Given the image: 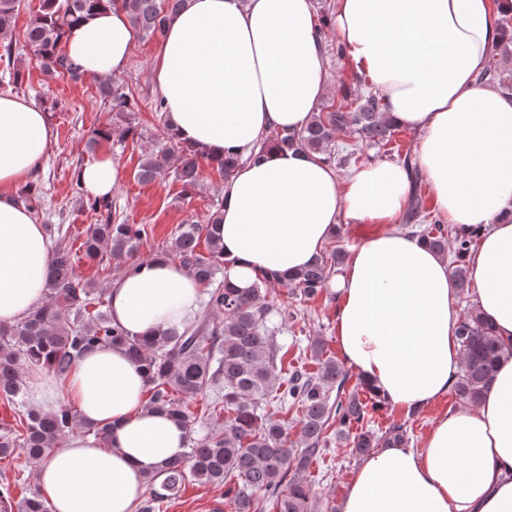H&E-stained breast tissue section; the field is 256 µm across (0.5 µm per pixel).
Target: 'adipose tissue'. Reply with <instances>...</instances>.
I'll use <instances>...</instances> for the list:
<instances>
[{
    "mask_svg": "<svg viewBox=\"0 0 512 512\" xmlns=\"http://www.w3.org/2000/svg\"><path fill=\"white\" fill-rule=\"evenodd\" d=\"M512 0H336L334 27L386 118L418 134L412 164L373 162L348 177L303 151L261 149L273 129L301 130L329 93L314 0H187L162 38L155 79L177 140L244 164L224 185V272L246 289L291 278L319 257L341 221L379 233L354 245L330 282L339 352L385 403L421 409L447 393L460 365L459 310L448 262L399 227L417 166L448 223L478 229L465 259L474 303L512 342V99L479 81ZM137 32L98 11L70 28L65 51L86 75L127 65ZM47 112L0 94V323L45 297L50 244L16 199L52 142ZM89 196L111 195L120 167L83 166ZM113 323L154 338L195 323L202 285L164 256L107 290ZM143 370L118 347L97 348L62 378L26 372L28 407L66 404L84 430L62 440L36 484L51 512H132L147 478L186 452L188 430L145 400ZM341 512H512V359L485 400L436 419L419 448L387 445L354 474Z\"/></svg>",
    "mask_w": 512,
    "mask_h": 512,
    "instance_id": "ef3b65f1",
    "label": "adipose tissue"
}]
</instances>
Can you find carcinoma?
Listing matches in <instances>:
<instances>
[{"instance_id":"obj_1","label":"carcinoma","mask_w":512,"mask_h":512,"mask_svg":"<svg viewBox=\"0 0 512 512\" xmlns=\"http://www.w3.org/2000/svg\"><path fill=\"white\" fill-rule=\"evenodd\" d=\"M184 3L185 0H41L26 28L25 42L34 49L43 68L79 81L84 74L61 50L71 25L100 7H113L125 11L142 36L159 38L170 17ZM18 7V0H0V57L9 62L14 45L8 37ZM501 27L497 50L508 56L512 54L511 15H504ZM98 92L110 105L112 124L91 130L85 142L86 151L91 154L102 142L112 139L114 124L125 138L141 136L132 121L138 104L129 86L107 79L99 83ZM397 129L385 118L380 98L370 94L354 98L350 89L344 88L340 98L317 112L304 129L280 130L270 142L282 150L318 155L329 164L349 165L361 161L362 149L352 148L336 155L332 144L337 134L363 145L383 147ZM239 162L240 156L235 153L211 161L202 150L176 141L166 131L161 140L144 151L136 178L141 183H151L172 172L188 193L199 187L203 167L228 180ZM18 198L36 214L43 210L42 196L34 185L22 188ZM85 203L96 215L95 223L84 230L81 248L85 257L122 263L126 273L134 269L139 245L148 235L147 225L116 221L110 199L88 198ZM221 209L216 206L202 223L179 225L173 242L174 257L204 285L205 311L216 314L220 321L211 325L203 320L180 332H164L155 341L131 336L112 323L104 302L96 297V284L78 278L71 249L58 236L55 225L47 224L52 246L45 299L23 320L0 324V399L12 404L25 419L21 434L11 429L0 431V460L21 448L26 463L36 467L61 438L85 429L65 406L53 412L26 406L27 367L44 365L64 376L87 350L115 346L143 367L149 406L184 423L188 422L186 400L214 388L222 390L208 407L210 420L222 432L190 438L183 458L166 463L158 474L146 480L137 512H158L163 502L192 481L224 489V496L236 505L235 512H264L268 504L275 512H320L303 474L330 442V422L340 425L337 441L347 443L359 456L368 455L375 448L376 438L365 427V421L379 404L373 395L366 401L357 391L344 390L347 373L335 357L327 354V342L321 336L309 342L312 358L318 364L316 371L285 369L288 347L275 345L272 336V317L282 312L266 301L263 293V288L277 281L265 277L254 287L241 290L224 278L223 244L216 235V226L223 221ZM419 216L429 221L419 237L431 250L445 257L448 243H453L452 279L458 293H467L471 279L462 259L475 246L477 234L454 225L449 227L437 216L424 213L422 199L416 197L407 222ZM202 243L206 247L204 253L199 251ZM343 259L341 249L321 256L283 285L293 286L309 298L319 295L328 288L330 276ZM91 307L96 311H89ZM456 339L462 369L453 381V391L459 401L477 406L485 399L498 364L512 357V342L501 341L488 320L473 307L461 316ZM333 391L336 395L332 398ZM271 407L299 414L300 447L288 444V427L271 417ZM385 444H409L406 424H391L385 431ZM20 481L17 476L11 482L0 483V512H50L36 490L13 502L12 484Z\"/></svg>"}]
</instances>
